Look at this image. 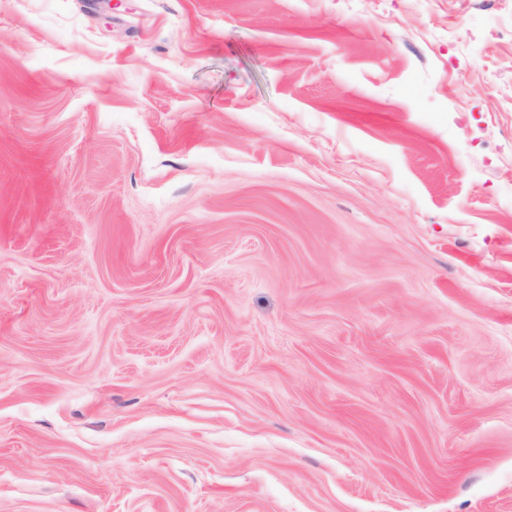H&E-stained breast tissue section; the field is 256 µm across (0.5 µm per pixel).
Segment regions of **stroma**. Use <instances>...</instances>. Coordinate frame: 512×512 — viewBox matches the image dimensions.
Wrapping results in <instances>:
<instances>
[{"label": "stroma", "instance_id": "stroma-1", "mask_svg": "<svg viewBox=\"0 0 512 512\" xmlns=\"http://www.w3.org/2000/svg\"><path fill=\"white\" fill-rule=\"evenodd\" d=\"M0 512H512V0H0Z\"/></svg>", "mask_w": 512, "mask_h": 512}]
</instances>
